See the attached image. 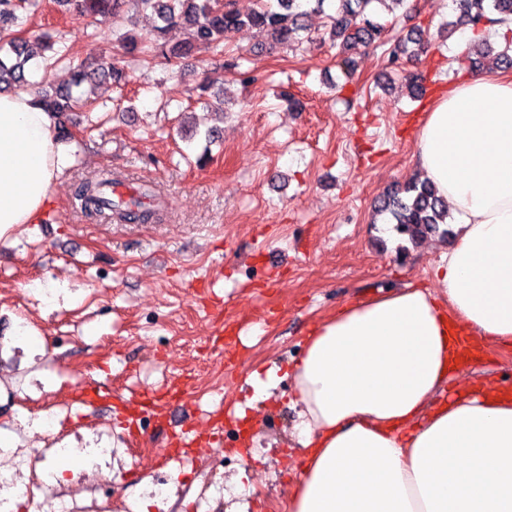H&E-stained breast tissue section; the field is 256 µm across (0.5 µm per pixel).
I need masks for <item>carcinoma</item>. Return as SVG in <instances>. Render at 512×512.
Instances as JSON below:
<instances>
[{
	"label": "carcinoma",
	"instance_id": "carcinoma-1",
	"mask_svg": "<svg viewBox=\"0 0 512 512\" xmlns=\"http://www.w3.org/2000/svg\"><path fill=\"white\" fill-rule=\"evenodd\" d=\"M402 0H339L340 5L331 21L332 41L340 42L343 62L353 63L349 54L376 42H385V25L374 19L377 3ZM314 3L317 10H323L326 0H257L256 8L242 16L218 0H58L62 6H74L86 12L95 23L112 22L113 48L137 61L149 63L155 57H189L196 51L224 54V39L232 31L244 26L251 27L264 35L275 46L289 47L301 42V33L307 31L302 10L305 3ZM460 11L457 21L448 23L454 28L467 26L478 38L468 44L465 62L470 70H478L484 57L494 50L488 40L489 30L504 29L502 37L506 46L497 53L496 64L508 70L512 68V0H455ZM39 0H0V92L29 90L45 110L63 117L76 107L88 105L89 99L74 93L86 80L110 78L117 83L124 70L108 62L95 70L79 69L74 72L67 85L46 86L30 81L26 73L31 58L27 39L16 35L10 29V22L20 9H36ZM151 13L158 19L152 30L141 34L133 30L122 31L124 24L133 16ZM193 29L189 41L172 48L167 47L166 36L179 25ZM428 44L420 37L399 39L388 48V62L396 65L402 56L423 54ZM116 183L112 172L105 171L95 181L79 184L75 199L82 212L104 214L116 212L129 223H148L158 219L157 209L138 197L120 207L105 196V189ZM379 214L389 216L394 230L406 236L413 243L428 236H446L449 230L448 203L438 196L434 185L428 180H410L397 184L376 208Z\"/></svg>",
	"mask_w": 512,
	"mask_h": 512
}]
</instances>
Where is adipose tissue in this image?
<instances>
[{"instance_id":"ef3b65f1","label":"adipose tissue","mask_w":512,"mask_h":512,"mask_svg":"<svg viewBox=\"0 0 512 512\" xmlns=\"http://www.w3.org/2000/svg\"><path fill=\"white\" fill-rule=\"evenodd\" d=\"M418 155L459 219L439 288L347 304L307 337L290 373V512H512V395L446 394L457 336L512 346V78L440 94ZM62 165L53 114L0 94V238L41 223Z\"/></svg>"}]
</instances>
